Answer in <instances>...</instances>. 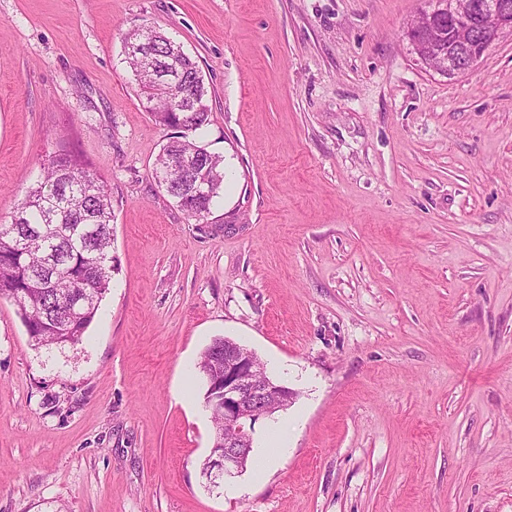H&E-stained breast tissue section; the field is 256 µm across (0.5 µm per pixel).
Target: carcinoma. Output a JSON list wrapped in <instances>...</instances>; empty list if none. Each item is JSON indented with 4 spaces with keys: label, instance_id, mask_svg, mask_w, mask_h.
<instances>
[{
    "label": "carcinoma",
    "instance_id": "cac0c4a2",
    "mask_svg": "<svg viewBox=\"0 0 512 512\" xmlns=\"http://www.w3.org/2000/svg\"><path fill=\"white\" fill-rule=\"evenodd\" d=\"M140 95L156 123L176 130L154 167L157 185L187 217L211 211L224 183L223 160L189 140L209 122L210 108L197 62L157 29H137L125 42ZM206 195H189V180ZM112 199L104 180L78 156L59 153L43 163L11 221L0 223V298L17 307L38 346L82 342L112 283ZM224 339L198 363L202 375L223 371Z\"/></svg>",
    "mask_w": 512,
    "mask_h": 512
}]
</instances>
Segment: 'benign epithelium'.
<instances>
[{"label": "benign epithelium", "instance_id": "1", "mask_svg": "<svg viewBox=\"0 0 512 512\" xmlns=\"http://www.w3.org/2000/svg\"><path fill=\"white\" fill-rule=\"evenodd\" d=\"M425 15L433 22L448 18V49L420 44L417 36L423 33L421 29L408 28L406 36L429 69H435L436 57L448 56L445 73L450 76L468 71L504 34H512V5L504 0H436L434 9ZM257 365L251 350L235 343L224 345V374L213 382L216 395L208 406L224 411V422L233 429L234 436L224 439L223 448L212 460L211 479L215 481L242 472L255 422L293 399L290 389L269 377L255 380L253 371Z\"/></svg>", "mask_w": 512, "mask_h": 512}]
</instances>
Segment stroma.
Returning a JSON list of instances; mask_svg holds the SVG:
<instances>
[{
    "label": "stroma",
    "instance_id": "1",
    "mask_svg": "<svg viewBox=\"0 0 512 512\" xmlns=\"http://www.w3.org/2000/svg\"><path fill=\"white\" fill-rule=\"evenodd\" d=\"M426 0H0V220L48 156L112 198L83 341L0 299V512H512V37L467 73L404 35ZM198 64L224 190L189 220L126 62ZM228 337L295 393L288 452L210 487L197 364Z\"/></svg>",
    "mask_w": 512,
    "mask_h": 512
}]
</instances>
